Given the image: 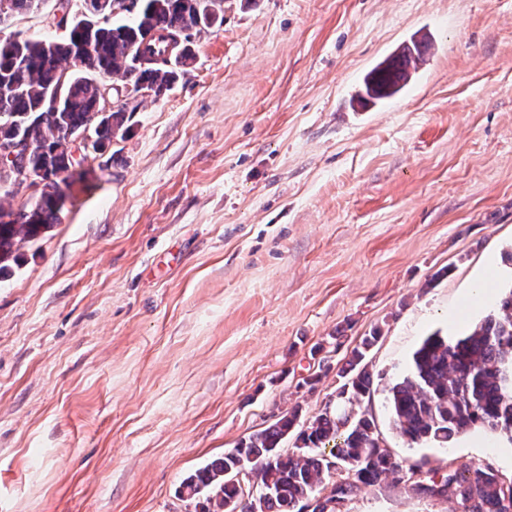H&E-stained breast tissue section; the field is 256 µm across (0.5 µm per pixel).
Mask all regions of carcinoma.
Wrapping results in <instances>:
<instances>
[{
	"label": "carcinoma",
	"mask_w": 512,
	"mask_h": 512,
	"mask_svg": "<svg viewBox=\"0 0 512 512\" xmlns=\"http://www.w3.org/2000/svg\"><path fill=\"white\" fill-rule=\"evenodd\" d=\"M112 8L128 14L111 25L91 28L90 22L62 16V40H0V145L32 144L28 164L46 170L38 199L14 211L10 224L0 223V274L9 269L22 245L36 240L58 219L63 187L83 177L82 162L72 161L68 138L98 121L105 83L121 89L146 87L160 97L176 83L194 54L177 55L176 37L189 27L206 29L224 21V14L206 12L216 0H111ZM419 52L418 42L405 45L370 70L358 100L375 105L399 95L407 82L398 76ZM67 78H62L63 72ZM62 90L60 108L52 101ZM138 105L126 103L110 112L98 146L104 153L114 135ZM375 330L353 349L337 405L309 421L296 435L291 454L279 450L293 432L298 410L283 413L268 428L238 443L181 486V497L204 496L200 512H300L302 503L329 484L330 459L347 467L352 477L335 483L336 497L349 499L359 485L377 486L397 472L388 450L377 445L373 421L350 415L353 403L371 395L372 379L362 366L377 341ZM512 368V289L493 313L459 336L435 332L413 353L406 374L389 389V408L401 435L449 444L475 425L512 440V382L502 369ZM245 464L254 475V490L243 493L232 477ZM441 496L453 498L461 512H506L512 481L483 463L451 466L443 474Z\"/></svg>",
	"instance_id": "1"
}]
</instances>
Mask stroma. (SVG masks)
<instances>
[{"label": "stroma", "instance_id": "35a3bbf8", "mask_svg": "<svg viewBox=\"0 0 512 512\" xmlns=\"http://www.w3.org/2000/svg\"><path fill=\"white\" fill-rule=\"evenodd\" d=\"M54 5L0 39L60 38ZM423 34L407 90L359 106ZM193 50L0 276V512H195L182 481L282 411L308 424L376 328L354 409L391 454L512 478L506 437L414 443L387 405L426 336L493 310L460 298L512 253V0H224ZM343 512L459 509L388 479Z\"/></svg>", "mask_w": 512, "mask_h": 512}]
</instances>
